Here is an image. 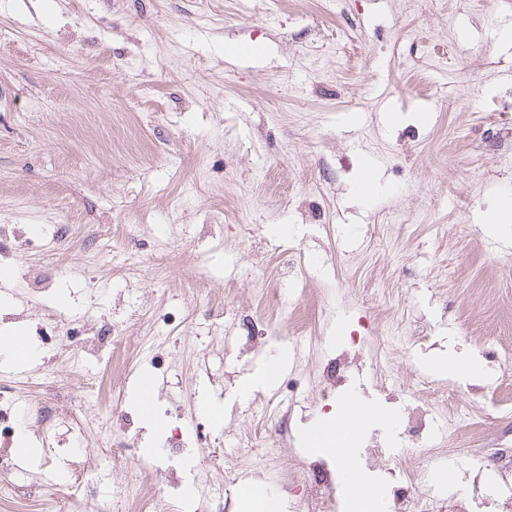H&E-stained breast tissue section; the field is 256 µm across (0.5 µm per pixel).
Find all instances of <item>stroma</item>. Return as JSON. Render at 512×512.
I'll list each match as a JSON object with an SVG mask.
<instances>
[{"instance_id": "stroma-1", "label": "stroma", "mask_w": 512, "mask_h": 512, "mask_svg": "<svg viewBox=\"0 0 512 512\" xmlns=\"http://www.w3.org/2000/svg\"><path fill=\"white\" fill-rule=\"evenodd\" d=\"M512 0H0V224L27 240L0 278V339L62 324L35 359H0V386L90 418L88 400L133 420L158 445L132 395L165 374L155 397L166 427L189 432L200 395L227 416L204 446L172 461L140 459L147 490L188 512L186 485L217 490L231 476L224 436H256L282 467L313 457L305 436L319 363L360 323L392 318L411 340L385 366L348 374L347 394L403 411L426 377L449 396L486 391L483 424L455 456L467 512L512 487V472L476 489L487 445L512 431V380L490 357L512 344V227L482 226L512 200ZM371 161L368 204L350 190ZM70 227L67 238L55 227ZM112 253L94 260L99 243ZM49 276L27 287L26 269ZM277 289L253 292L255 279ZM129 327L130 341L75 355L73 335ZM267 330L242 348L247 323ZM315 349L295 345L299 331ZM294 348L297 392L236 393L258 364ZM477 358L476 381L430 368L448 350ZM295 417L290 445L268 440L279 411ZM28 451L10 447L24 490L0 512H127L109 500L129 475L98 424L73 451L65 427L44 443L27 422ZM402 470L438 492L429 455L402 431L374 430ZM112 479L53 493L73 458Z\"/></svg>"}]
</instances>
